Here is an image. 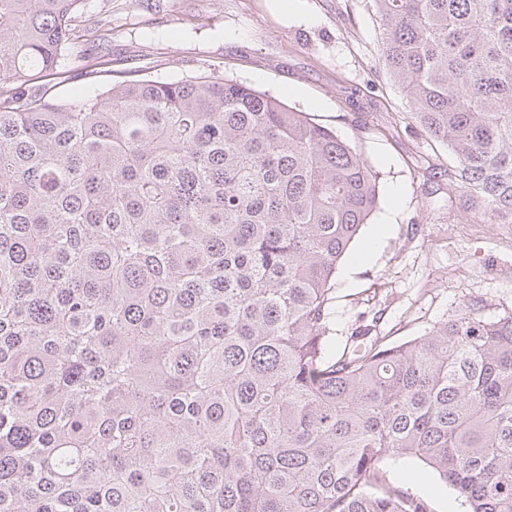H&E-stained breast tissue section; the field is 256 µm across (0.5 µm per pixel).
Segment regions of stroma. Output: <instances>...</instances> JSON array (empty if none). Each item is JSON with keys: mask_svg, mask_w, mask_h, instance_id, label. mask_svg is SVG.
Returning <instances> with one entry per match:
<instances>
[{"mask_svg": "<svg viewBox=\"0 0 512 512\" xmlns=\"http://www.w3.org/2000/svg\"><path fill=\"white\" fill-rule=\"evenodd\" d=\"M106 4L112 37L79 38L60 99L105 91L120 71L226 76L330 127L375 172L379 204L331 282L332 345L369 324L399 344L469 306L488 317L512 311V223H486L449 188L446 145L428 139L376 63L381 27L369 0H85L82 10ZM366 247L371 258L353 265ZM386 477L432 512H462L456 490L417 459L389 460Z\"/></svg>", "mask_w": 512, "mask_h": 512, "instance_id": "obj_1", "label": "stroma"}]
</instances>
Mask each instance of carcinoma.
Returning a JSON list of instances; mask_svg holds the SVG:
<instances>
[{
	"mask_svg": "<svg viewBox=\"0 0 512 512\" xmlns=\"http://www.w3.org/2000/svg\"><path fill=\"white\" fill-rule=\"evenodd\" d=\"M84 0H0V512H512V312L329 349L379 202L336 133L240 81L50 82ZM378 64L512 221V0H371ZM389 482L401 489L423 497L433 512H461L458 494L439 477L427 471L415 458L391 459L386 464Z\"/></svg>",
	"mask_w": 512,
	"mask_h": 512,
	"instance_id": "obj_1",
	"label": "carcinoma"
}]
</instances>
